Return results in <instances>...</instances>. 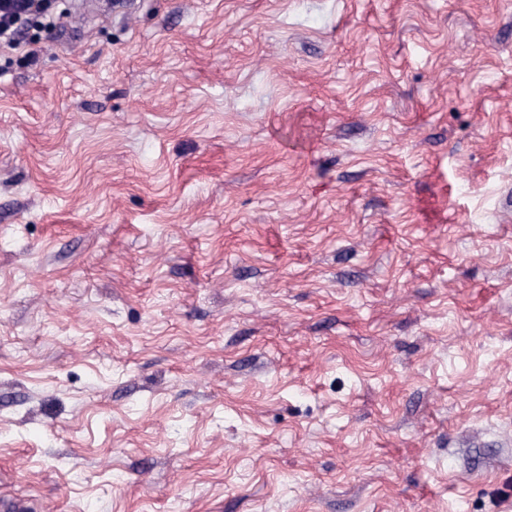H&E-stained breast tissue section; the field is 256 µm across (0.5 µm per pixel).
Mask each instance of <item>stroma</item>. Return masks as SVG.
Listing matches in <instances>:
<instances>
[{"mask_svg": "<svg viewBox=\"0 0 512 512\" xmlns=\"http://www.w3.org/2000/svg\"><path fill=\"white\" fill-rule=\"evenodd\" d=\"M0 47V505L512 512V0H54Z\"/></svg>", "mask_w": 512, "mask_h": 512, "instance_id": "stroma-1", "label": "stroma"}]
</instances>
